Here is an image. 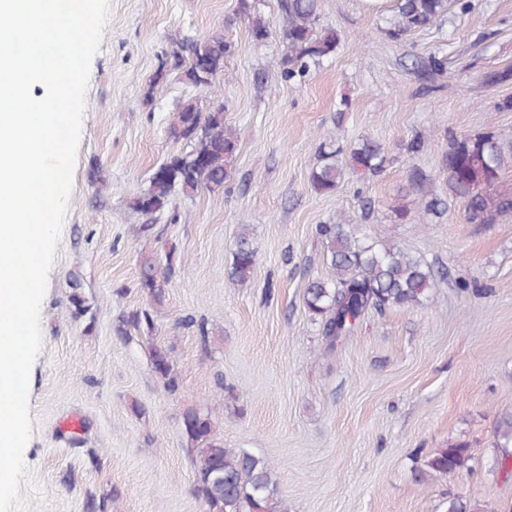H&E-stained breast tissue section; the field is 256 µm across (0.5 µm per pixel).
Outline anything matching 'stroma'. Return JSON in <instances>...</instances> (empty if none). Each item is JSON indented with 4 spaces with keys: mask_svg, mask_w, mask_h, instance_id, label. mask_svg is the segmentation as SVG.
Instances as JSON below:
<instances>
[{
    "mask_svg": "<svg viewBox=\"0 0 512 512\" xmlns=\"http://www.w3.org/2000/svg\"><path fill=\"white\" fill-rule=\"evenodd\" d=\"M90 66L74 185L42 300V348L29 379L32 437L23 459L28 512H87L113 498L116 512H204L193 493L194 454L184 410L210 413L228 448L267 460L288 512H447L448 500L512 512V473L497 463L496 426L512 413V212L472 224L461 202L409 220L391 211L412 170L447 197L442 158L453 138L512 133V0H470L437 29L389 39L378 28L390 0H321V22L341 42L302 78L284 79L279 36L254 41L238 0H110ZM224 29L232 43L216 95L161 63L187 38ZM436 55L443 73L412 65ZM224 103L238 137L224 186L175 194L154 219L131 199L173 153L167 128L181 104ZM423 135L426 149L409 154ZM369 137L385 148L381 172L348 170L329 195L310 174L323 140ZM362 224L371 242L416 252L432 266L424 305L369 311L327 350L308 313L309 280L330 274L318 227ZM153 221L159 253L174 252L165 304L152 332H115L121 311L149 306L138 285ZM249 227L258 259L247 284L228 271ZM89 310L76 316L70 282ZM169 348L178 377L168 390L150 361ZM466 443V470L422 477L425 457Z\"/></svg>",
    "mask_w": 512,
    "mask_h": 512,
    "instance_id": "35a3bbf8",
    "label": "stroma"
}]
</instances>
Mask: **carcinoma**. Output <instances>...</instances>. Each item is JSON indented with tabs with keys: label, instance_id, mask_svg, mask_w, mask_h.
<instances>
[{
	"label": "carcinoma",
	"instance_id": "obj_1",
	"mask_svg": "<svg viewBox=\"0 0 512 512\" xmlns=\"http://www.w3.org/2000/svg\"><path fill=\"white\" fill-rule=\"evenodd\" d=\"M469 0H395L392 14L385 18L384 32L400 41L411 34L439 27L453 8L462 11ZM279 33L284 43L283 76L290 80L304 77L310 67L336 52L340 34L330 26H319L320 0H278ZM239 13L250 22L252 38L267 40L272 34L270 23L258 12L256 0H239ZM231 43L220 29L209 36L184 41L164 65L180 72L182 80L202 91H212L216 74L223 70ZM176 142L190 145L187 152L172 154L153 173L148 189L136 195L131 207L154 216L169 208L179 191L189 195L205 188H220L229 177L237 150L235 132L224 124V104L216 101L203 111L196 100H187L174 113L168 128ZM341 149L330 142L319 147L320 163L311 172V183L320 194L333 193L343 179V167L336 162ZM350 166L363 172H377L386 161L384 149L375 141L364 139L349 152ZM448 170V197L460 201L471 224H490L495 214L512 210V198L496 194L502 173L512 169V135L486 132L456 139L448 144L444 156ZM422 195L424 212L444 214L445 199L425 188V176L415 171L409 177V191ZM326 243V261L333 277L308 282L304 303L308 313L322 323V335L328 349L352 335L359 320L368 310L409 308L424 304L434 281V272L421 255L399 247L378 248L368 242L361 224L336 221L319 225ZM258 251L248 229L238 234L229 271L232 282L246 284L257 263ZM172 263L162 269L151 253L139 261V287L150 301L161 306L166 300L168 274ZM69 302L75 314L86 312V300L80 282H71ZM153 330L151 312L147 309L124 313L116 333L128 335V328ZM153 371L165 380L168 388L178 386L171 351L151 349ZM182 435L197 450L193 492L205 512H287L279 506L277 482L269 463L247 451L224 447L211 415L190 407L182 416ZM501 448L500 467L512 469V415L503 417L496 428ZM470 456L462 443L439 448L423 461L428 473H451L467 466ZM448 512H488L486 505L448 500Z\"/></svg>",
	"mask_w": 512,
	"mask_h": 512
}]
</instances>
